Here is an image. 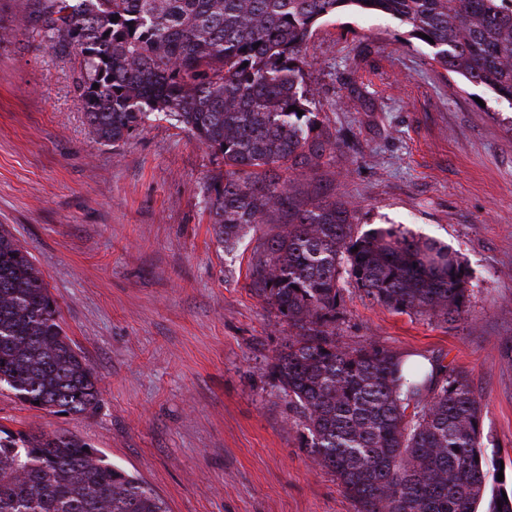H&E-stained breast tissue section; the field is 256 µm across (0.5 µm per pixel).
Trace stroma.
Segmentation results:
<instances>
[{
	"label": "stroma",
	"mask_w": 512,
	"mask_h": 512,
	"mask_svg": "<svg viewBox=\"0 0 512 512\" xmlns=\"http://www.w3.org/2000/svg\"><path fill=\"white\" fill-rule=\"evenodd\" d=\"M26 7L0 0L12 31L0 41V224L42 271L102 401L63 416L2 388L0 428L75 434L170 512H355L303 448L269 375L288 325L255 294L250 263L281 225H258L225 252L205 204L211 152L163 120L97 142L74 62L16 27ZM304 73L340 144L315 178H297L302 194L359 206L356 233L394 224L438 240L470 274L468 312L452 325L345 285L339 340L467 372L497 485L512 463V107L446 72L386 15L319 22Z\"/></svg>",
	"instance_id": "stroma-1"
}]
</instances>
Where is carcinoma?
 <instances>
[{"label": "carcinoma", "mask_w": 512, "mask_h": 512, "mask_svg": "<svg viewBox=\"0 0 512 512\" xmlns=\"http://www.w3.org/2000/svg\"><path fill=\"white\" fill-rule=\"evenodd\" d=\"M345 9L400 20L445 71L512 105V0H32L18 24L77 64L78 104L98 142L116 145L158 119L211 151L221 169L207 205L225 251L248 228L283 224L251 265L255 293L289 328L270 375L312 461L355 512H475L487 494V512H512L507 479L487 489L483 410L465 372L336 340L344 280L372 303L443 325L462 318L468 298L448 246L394 225L358 235L357 208L297 196L291 173L315 172L337 145L312 110L304 50L314 26ZM2 384L54 414L101 400L43 273L5 228ZM0 512L168 507L83 439L30 430L0 437Z\"/></svg>", "instance_id": "cac0c4a2"}]
</instances>
